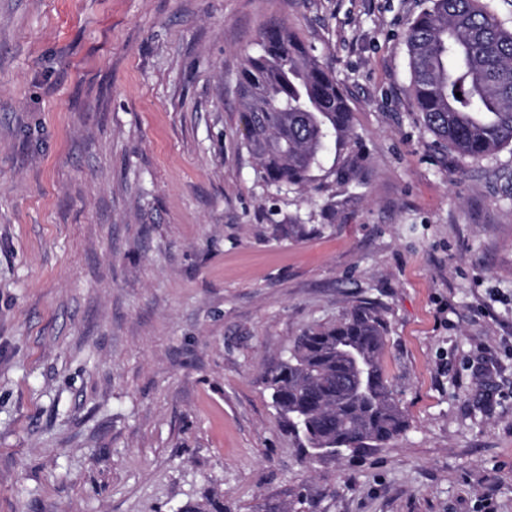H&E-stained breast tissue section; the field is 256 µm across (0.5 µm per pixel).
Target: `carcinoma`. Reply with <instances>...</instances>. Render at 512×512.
<instances>
[{
    "mask_svg": "<svg viewBox=\"0 0 512 512\" xmlns=\"http://www.w3.org/2000/svg\"><path fill=\"white\" fill-rule=\"evenodd\" d=\"M428 2L406 30L408 94L424 131L469 160L512 146V27L498 18L494 0ZM237 84L243 147L266 183L283 189L314 182L331 144L336 156L329 173L342 174V152L354 139L348 98L303 42L286 29L268 28ZM384 348L385 329L367 310L298 338L266 384L301 447L315 453L379 448L406 431L382 372ZM179 512H224V496L207 489Z\"/></svg>",
    "mask_w": 512,
    "mask_h": 512,
    "instance_id": "obj_1",
    "label": "carcinoma"
}]
</instances>
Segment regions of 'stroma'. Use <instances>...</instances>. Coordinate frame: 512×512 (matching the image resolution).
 <instances>
[{"label": "stroma", "instance_id": "stroma-1", "mask_svg": "<svg viewBox=\"0 0 512 512\" xmlns=\"http://www.w3.org/2000/svg\"><path fill=\"white\" fill-rule=\"evenodd\" d=\"M427 0H0V512H512V150L424 133ZM342 84L351 180L278 191L236 75L265 29ZM292 224L308 232L289 235ZM383 323L408 428L316 456L265 378ZM177 512H224V496L214 488L207 489L199 499L187 501Z\"/></svg>", "mask_w": 512, "mask_h": 512}]
</instances>
